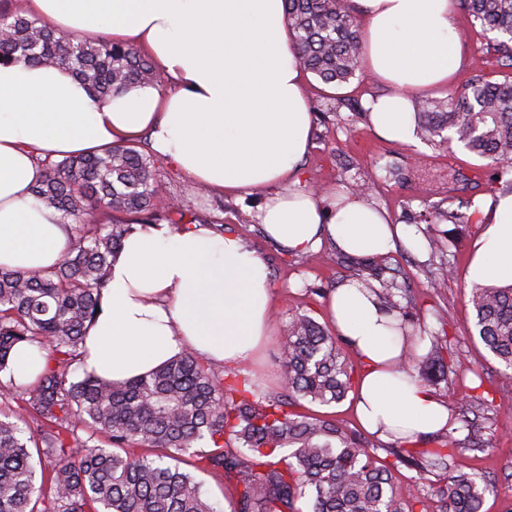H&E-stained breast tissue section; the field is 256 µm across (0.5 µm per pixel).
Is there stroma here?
<instances>
[{"label": "stroma", "instance_id": "1", "mask_svg": "<svg viewBox=\"0 0 512 512\" xmlns=\"http://www.w3.org/2000/svg\"><path fill=\"white\" fill-rule=\"evenodd\" d=\"M462 34V65L449 88L461 90L472 78L500 81L512 75L492 48L493 33L472 26L457 14ZM305 91L312 113V145L301 166L309 187L338 189L346 184L368 185L367 198L385 209L402 234L394 251L368 260L344 253L331 241L293 255L268 239L255 216L266 196L258 191L241 196L199 193L196 183L173 163L157 158L158 177L167 194L183 207L186 219L223 224L225 233L241 238L266 260L273 286V314L277 320L305 313L328 324L327 301L341 282L355 278L361 267L379 269L384 279L405 288L401 304L415 323L448 336L457 374L479 370L492 398V409L471 423V441L454 455L456 467L480 476L489 490L483 512H512V371L501 366L472 333L473 310L469 265L473 245L484 230L479 220L469 223L425 222L430 207L457 209L459 202H483L501 186L478 158L456 142L434 145L424 139L412 144L384 140L365 116L369 98L392 88L369 74L336 88L307 76ZM343 98L331 111V98ZM451 263L453 275L436 286L439 270ZM283 335L274 330L256 358L244 368L259 389L277 394Z\"/></svg>", "mask_w": 512, "mask_h": 512}]
</instances>
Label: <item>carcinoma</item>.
<instances>
[{
  "label": "carcinoma",
  "mask_w": 512,
  "mask_h": 512,
  "mask_svg": "<svg viewBox=\"0 0 512 512\" xmlns=\"http://www.w3.org/2000/svg\"><path fill=\"white\" fill-rule=\"evenodd\" d=\"M285 4L300 67L327 85L363 71L360 34L343 0ZM459 6L471 24L496 34L492 48L511 67L512 0H459ZM16 61L68 68L102 98L161 82L129 45L67 37L44 19L3 7L0 62ZM417 117L428 139L448 129L501 174L512 172L511 78H475L460 93L426 102ZM43 166L33 194L61 213L70 248L43 274L0 269V373L23 344L45 358L33 384L0 383L16 402L0 409V512H216L185 464L223 477L235 491L236 512H304L305 505L311 512H481L488 489L475 474L454 468L453 434L474 408L489 405L483 383L459 378L470 395L433 434L435 447H421V436L402 438L381 460L366 438L297 412L304 401H342L354 372L343 340L305 313L286 325L275 396L261 393L241 370L218 371L189 349L144 377L71 378L124 239L184 212L176 202L161 205L166 193L154 156L136 143L47 158ZM92 207L105 219H93ZM357 281L398 320L411 347L400 370L430 385L448 381L455 374L448 337L417 334L381 274ZM469 302L478 336L512 370V283L476 285ZM99 434L110 447L95 444ZM35 455L44 466L39 480ZM403 466L435 480L402 496L394 473Z\"/></svg>",
  "instance_id": "obj_1"
}]
</instances>
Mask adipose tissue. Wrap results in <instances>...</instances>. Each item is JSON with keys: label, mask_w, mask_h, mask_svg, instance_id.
<instances>
[{"label": "adipose tissue", "mask_w": 512, "mask_h": 512, "mask_svg": "<svg viewBox=\"0 0 512 512\" xmlns=\"http://www.w3.org/2000/svg\"><path fill=\"white\" fill-rule=\"evenodd\" d=\"M368 25L366 69L392 86L372 99L381 137L413 142L410 92L447 87L461 62L455 0H357ZM29 16L77 38L141 49L163 86L97 98L56 66L0 63V268L42 273L69 245V227L35 200L45 158L101 151L148 135L152 149L218 192L266 191L257 220L293 254L332 240L355 256L383 255L401 231L364 197L302 187L312 141L302 69L283 0H17ZM485 230L469 280L512 282V194L480 207ZM336 330L361 363L355 412L370 433L411 437L443 428L445 404L395 369L407 355L376 297L355 281L329 298ZM273 332L265 260L233 235L199 224L131 233L113 261L88 329L82 371L125 381L184 349L233 368Z\"/></svg>", "instance_id": "ef3b65f1"}]
</instances>
